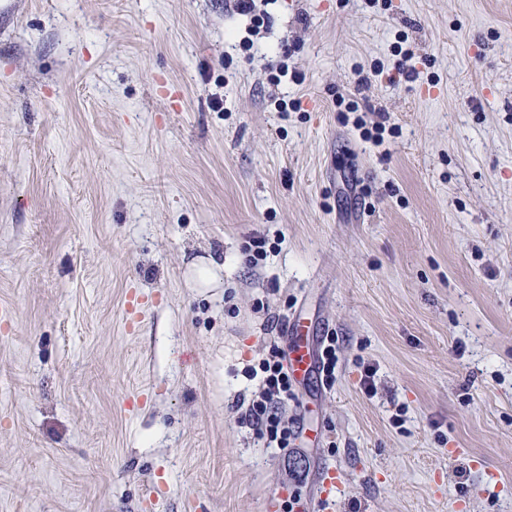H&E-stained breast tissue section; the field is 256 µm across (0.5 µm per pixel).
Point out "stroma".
I'll return each instance as SVG.
<instances>
[{"instance_id": "stroma-1", "label": "stroma", "mask_w": 512, "mask_h": 512, "mask_svg": "<svg viewBox=\"0 0 512 512\" xmlns=\"http://www.w3.org/2000/svg\"><path fill=\"white\" fill-rule=\"evenodd\" d=\"M256 6L0 0V512H512V0ZM285 336H293L295 345L291 349L288 366L293 375L299 379L309 376L314 369H320L325 384L330 385L336 378V345L333 338L326 337L327 344L323 346L321 368L319 359L307 344L309 330L297 318L289 319L282 328ZM283 360L284 356L273 350L269 357L259 362V389L242 416L243 422L266 437L268 447L285 448L290 439L296 438L293 423L284 420L277 412L278 406L293 392V381ZM325 473L318 484L316 494L310 502L306 503L304 510L321 511L322 506L325 505L336 490V485L339 484L338 473L334 467H325Z\"/></svg>"}]
</instances>
